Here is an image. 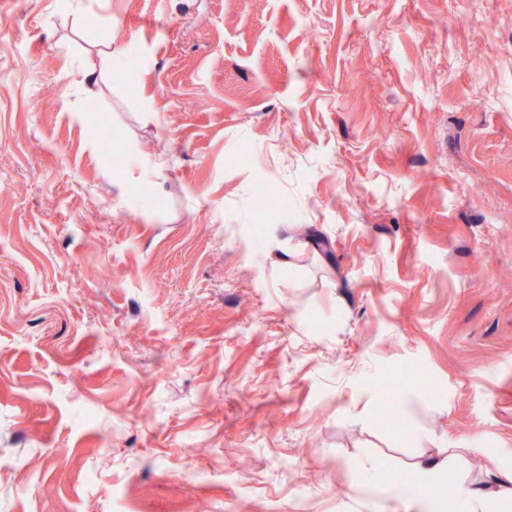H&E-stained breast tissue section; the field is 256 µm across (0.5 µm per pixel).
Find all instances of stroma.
<instances>
[{"instance_id":"obj_1","label":"stroma","mask_w":512,"mask_h":512,"mask_svg":"<svg viewBox=\"0 0 512 512\" xmlns=\"http://www.w3.org/2000/svg\"><path fill=\"white\" fill-rule=\"evenodd\" d=\"M423 461L512 466V0H0V512H430Z\"/></svg>"}]
</instances>
